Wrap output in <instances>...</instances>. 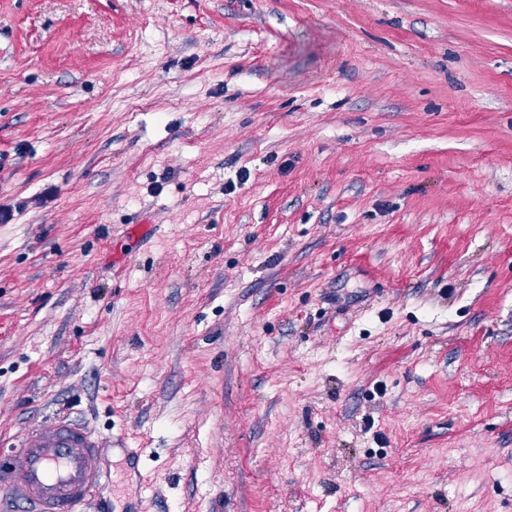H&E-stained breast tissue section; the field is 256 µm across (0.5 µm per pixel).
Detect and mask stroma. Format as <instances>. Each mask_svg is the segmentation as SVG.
Wrapping results in <instances>:
<instances>
[{
  "label": "stroma",
  "mask_w": 512,
  "mask_h": 512,
  "mask_svg": "<svg viewBox=\"0 0 512 512\" xmlns=\"http://www.w3.org/2000/svg\"><path fill=\"white\" fill-rule=\"evenodd\" d=\"M1 200L109 512H512V0H0Z\"/></svg>",
  "instance_id": "stroma-1"
}]
</instances>
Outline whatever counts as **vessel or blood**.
Returning a JSON list of instances; mask_svg holds the SVG:
<instances>
[{
	"label": "vessel or blood",
	"instance_id": "1",
	"mask_svg": "<svg viewBox=\"0 0 512 512\" xmlns=\"http://www.w3.org/2000/svg\"><path fill=\"white\" fill-rule=\"evenodd\" d=\"M101 446L85 422L66 414L13 436L0 452V512H90L112 482Z\"/></svg>",
	"mask_w": 512,
	"mask_h": 512
}]
</instances>
